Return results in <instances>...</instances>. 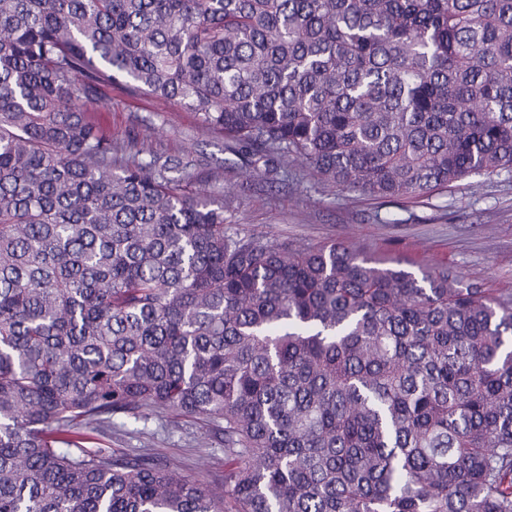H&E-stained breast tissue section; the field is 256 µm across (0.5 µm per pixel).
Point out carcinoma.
Wrapping results in <instances>:
<instances>
[{"mask_svg": "<svg viewBox=\"0 0 512 512\" xmlns=\"http://www.w3.org/2000/svg\"><path fill=\"white\" fill-rule=\"evenodd\" d=\"M114 84L276 179L512 175V0H0V512H512V296L227 234ZM157 409L217 483L86 446Z\"/></svg>", "mask_w": 512, "mask_h": 512, "instance_id": "carcinoma-1", "label": "carcinoma"}]
</instances>
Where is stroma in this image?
<instances>
[{"instance_id":"obj_1","label":"stroma","mask_w":512,"mask_h":512,"mask_svg":"<svg viewBox=\"0 0 512 512\" xmlns=\"http://www.w3.org/2000/svg\"><path fill=\"white\" fill-rule=\"evenodd\" d=\"M90 111L114 139L134 130L145 147L204 158L207 184L193 181L187 189L207 188L223 202L227 233L307 246L352 240L368 255L409 271L422 264L445 266L495 294H512L510 177L473 176L419 199L340 191L299 170L272 184L242 154L226 150L223 135L199 133L196 114L181 107L131 96L115 85L102 90ZM99 443L168 458L206 485L224 465L223 450L213 447L202 423L188 420L176 428L162 411L138 423L136 432L116 428Z\"/></svg>"}]
</instances>
